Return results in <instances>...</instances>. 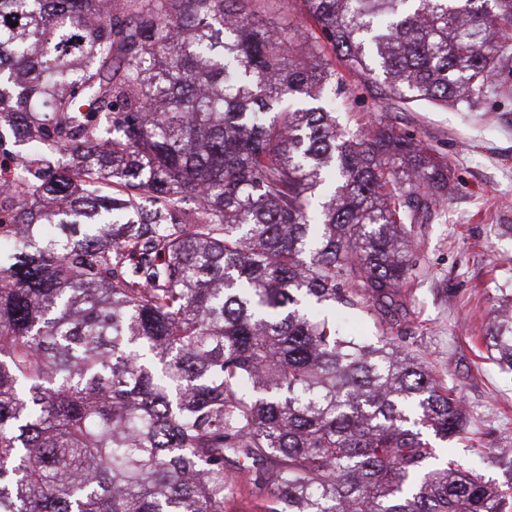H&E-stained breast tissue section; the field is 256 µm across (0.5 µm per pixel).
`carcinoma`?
Segmentation results:
<instances>
[{
	"mask_svg": "<svg viewBox=\"0 0 512 512\" xmlns=\"http://www.w3.org/2000/svg\"><path fill=\"white\" fill-rule=\"evenodd\" d=\"M261 2L0 0V512H512L424 438L466 432L453 390L323 314L396 321L450 182L341 125L325 51L471 112L512 94V0ZM264 504L260 496L241 488L224 502V512H264Z\"/></svg>",
	"mask_w": 512,
	"mask_h": 512,
	"instance_id": "obj_1",
	"label": "carcinoma"
}]
</instances>
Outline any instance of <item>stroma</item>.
Here are the masks:
<instances>
[{
    "instance_id": "obj_1",
    "label": "stroma",
    "mask_w": 512,
    "mask_h": 512,
    "mask_svg": "<svg viewBox=\"0 0 512 512\" xmlns=\"http://www.w3.org/2000/svg\"><path fill=\"white\" fill-rule=\"evenodd\" d=\"M375 80L345 74L336 103L351 126L386 122L443 157L452 190L438 212L409 225L418 249L392 333L461 396L474 440L435 441L437 454L501 481L512 448V371L487 357L483 339L512 294V96L475 112L427 104L385 111Z\"/></svg>"
}]
</instances>
